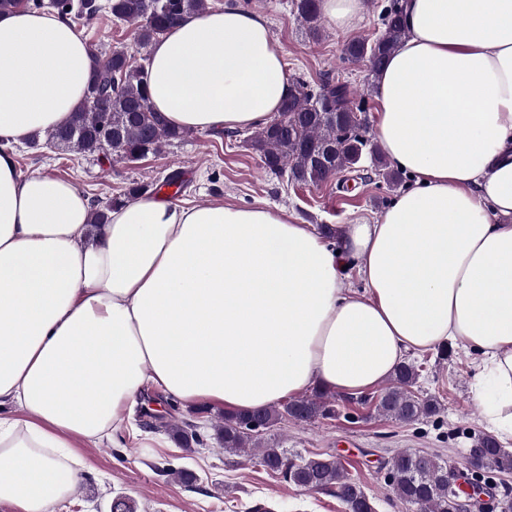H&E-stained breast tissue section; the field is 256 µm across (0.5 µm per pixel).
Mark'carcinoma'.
I'll return each mask as SVG.
<instances>
[{
	"mask_svg": "<svg viewBox=\"0 0 512 512\" xmlns=\"http://www.w3.org/2000/svg\"><path fill=\"white\" fill-rule=\"evenodd\" d=\"M52 8L55 13L74 23L90 19L101 12L113 18L132 21L135 40L141 47L164 35L184 17L208 9V0H0V12L23 7L40 10ZM297 19L313 37L322 30L319 0H293ZM383 30L371 40L350 41L345 59L350 63L368 61L370 73L377 76L391 54L407 34L405 16L399 0L382 15ZM92 74L84 99L69 121L45 133L46 144L72 148L83 154H97L107 161L137 162L164 146L190 134L164 124L153 111L145 82V68L131 62L122 49L105 52L95 45L89 48ZM291 91L280 106L276 118L256 128L250 135V146L259 152L263 167L274 175L288 174L300 185H320L344 172L361 171V163L369 154L380 166L377 154L366 135L364 122L356 117L362 108L348 84L325 77L318 90L303 80L290 81ZM158 185L134 183L103 209L91 214L90 223L98 228L108 223L113 207L143 193L155 194ZM419 377L413 363H403L390 378L389 386L380 394L375 410L378 414L402 423L429 418L439 412L432 397L420 398L412 387ZM297 422L327 418L335 414L331 395L315 392L288 402L284 411L271 405L253 413H224L215 426L224 449L237 452L242 448L259 449L258 460L274 472H280L293 484L311 491L328 490L346 506L348 512H374L373 506L334 456L320 455L291 459L278 448L261 442L262 432L280 419L282 414ZM165 429L181 447L190 449L200 442L192 425L165 424ZM481 451L470 455V470L476 476L468 483L487 486L481 471H512V453L502 448L493 437L478 442ZM389 486L398 497L416 507L417 512H459L454 480L460 468L433 456L403 450L387 462Z\"/></svg>",
	"mask_w": 512,
	"mask_h": 512,
	"instance_id": "carcinoma-1",
	"label": "carcinoma"
}]
</instances>
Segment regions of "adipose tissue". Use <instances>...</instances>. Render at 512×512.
I'll return each mask as SVG.
<instances>
[{
  "label": "adipose tissue",
  "instance_id": "1",
  "mask_svg": "<svg viewBox=\"0 0 512 512\" xmlns=\"http://www.w3.org/2000/svg\"><path fill=\"white\" fill-rule=\"evenodd\" d=\"M375 133L412 185L373 224L145 194L94 229L88 197L0 153V512H55L141 390L247 411L319 386L355 396L411 354L482 355L476 394L512 434V0H403ZM71 21L0 14V140L64 125L91 76ZM150 104L186 130L253 129L290 91L253 12L187 16L154 41ZM362 289L344 287L347 259Z\"/></svg>",
  "mask_w": 512,
  "mask_h": 512
}]
</instances>
